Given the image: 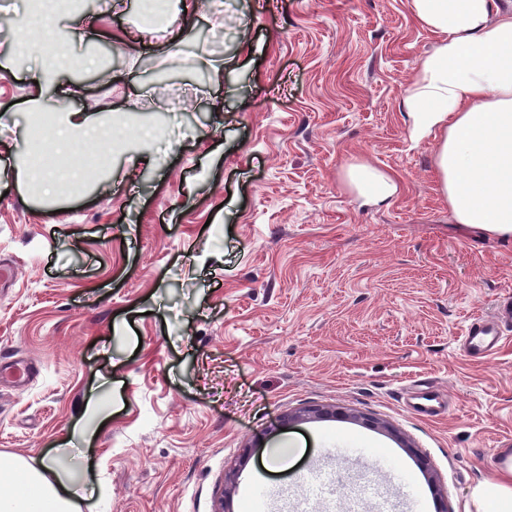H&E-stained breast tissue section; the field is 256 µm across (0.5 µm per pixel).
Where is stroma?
Returning a JSON list of instances; mask_svg holds the SVG:
<instances>
[{
  "label": "stroma",
  "instance_id": "35a3bbf8",
  "mask_svg": "<svg viewBox=\"0 0 512 512\" xmlns=\"http://www.w3.org/2000/svg\"><path fill=\"white\" fill-rule=\"evenodd\" d=\"M28 3L0 0V57L39 38ZM73 26L119 60L110 82L78 64L59 81L133 143L106 186L43 194L24 180L41 57L0 70V363L35 371L0 382V456L85 461L81 512H213L229 472L226 512L257 484L268 512H322L304 466L359 441L394 487L338 458L340 512H410L417 492L423 512H474L491 454H512V330L478 360L455 341L512 296V236L454 223L436 139L410 137L435 43L410 0H224L148 31L138 0H78ZM359 161L397 179L390 205L345 185ZM422 382L445 413L405 404ZM93 402L108 417L83 438ZM316 406L340 415L281 427Z\"/></svg>",
  "mask_w": 512,
  "mask_h": 512
}]
</instances>
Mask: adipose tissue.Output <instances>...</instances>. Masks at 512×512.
Segmentation results:
<instances>
[{"instance_id": "obj_1", "label": "adipose tissue", "mask_w": 512, "mask_h": 512, "mask_svg": "<svg viewBox=\"0 0 512 512\" xmlns=\"http://www.w3.org/2000/svg\"><path fill=\"white\" fill-rule=\"evenodd\" d=\"M416 22L436 37L403 99L411 137L439 135L435 172L456 223L512 235V12L498 0H411ZM60 61L32 72L27 109L51 110L65 143L93 137L104 149L123 129L97 124L68 104L54 84ZM345 178L363 204L386 206L399 186L390 174L360 161ZM11 485L0 512H77L83 482L51 456L39 465L14 458L0 466ZM475 512H512V479L485 481L471 492Z\"/></svg>"}]
</instances>
